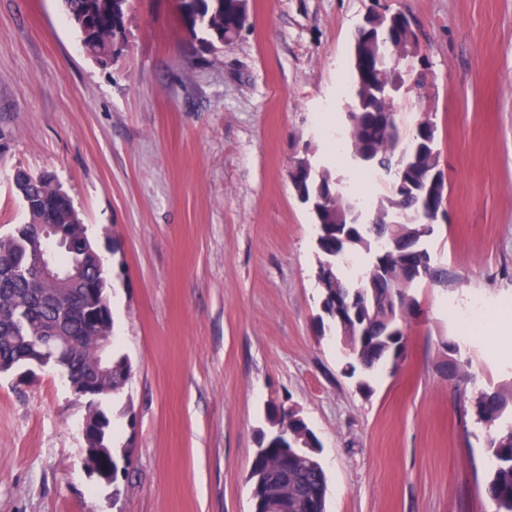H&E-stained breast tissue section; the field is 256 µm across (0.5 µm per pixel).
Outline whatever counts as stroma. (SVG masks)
<instances>
[{
	"instance_id": "obj_1",
	"label": "stroma",
	"mask_w": 512,
	"mask_h": 512,
	"mask_svg": "<svg viewBox=\"0 0 512 512\" xmlns=\"http://www.w3.org/2000/svg\"><path fill=\"white\" fill-rule=\"evenodd\" d=\"M382 4L421 29L432 85L396 111L438 125L448 221L426 245L457 279L415 289L403 360L362 380L316 331L315 232L289 171L306 155L369 201L388 192L336 164L328 136L370 0H249L215 55L188 44L172 0H133L106 67L59 0H0V235L26 219L14 170L52 173L108 257L133 370L103 403L132 446L112 487L84 465L85 399L49 371L0 377V512H253L247 476L274 404L321 444L327 512H493L470 404L512 381V0ZM475 299L490 316L464 341ZM449 341L467 388L443 368Z\"/></svg>"
}]
</instances>
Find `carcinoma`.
Here are the masks:
<instances>
[{"label": "carcinoma", "mask_w": 512, "mask_h": 512, "mask_svg": "<svg viewBox=\"0 0 512 512\" xmlns=\"http://www.w3.org/2000/svg\"><path fill=\"white\" fill-rule=\"evenodd\" d=\"M202 11L178 13L182 30L209 51L233 42L244 27V0H199ZM68 20L78 31L86 53L103 65L115 61L121 52L115 48L128 43L124 16L130 0H61ZM407 22L400 18L377 21L375 29L357 28L351 51L371 64L366 87H360L362 73L351 60L345 125L341 130L347 166L370 168L388 180L390 195L366 210L347 190L342 178L327 170H316L309 159L296 165L299 193L314 204L311 211L316 229L318 255L316 273L321 281V315L317 329L341 341L344 371L349 376L364 375L388 363L403 359L407 343L406 328L418 305L410 290L425 284L448 287V268L432 261L425 240L431 235L424 221L431 210V198L417 191L419 179L441 168L437 148V124L427 115L411 129L403 131L401 122L380 123L378 113L388 111L383 90L404 78L380 62L388 40L404 44L406 65L425 89L428 75L417 69L420 58L418 39L407 38ZM17 195L29 203L27 221L5 236H0V364L17 371L33 359L66 370L79 387L98 381L95 366L100 359L99 337L112 333L109 305L102 301L110 287L106 271L100 268V251L91 245L86 225L67 193L61 192L51 174L33 176L24 169L14 175ZM65 229L67 250L58 253L59 263L76 269L70 278L48 279L38 275L34 265L44 225ZM366 255L360 273L347 277L344 264ZM452 374L450 379L468 381V363L455 358L459 348L445 344ZM128 357L112 350V383L100 399L123 394ZM477 422L488 429V476L482 491L495 512H512V381L481 391L473 401ZM93 422L106 427L107 436L97 432L89 442L112 453L96 459L101 470L112 469L117 482L118 459L126 449L114 445L111 418L103 407L91 412ZM270 421L288 430L293 447L278 448L264 436L251 464L254 512H266L267 503L288 496L284 512H326L327 475L323 466L308 468L303 458L315 459L320 442L300 414L290 408L274 406ZM296 480L288 489L275 484L283 465Z\"/></svg>", "instance_id": "cac0c4a2"}]
</instances>
